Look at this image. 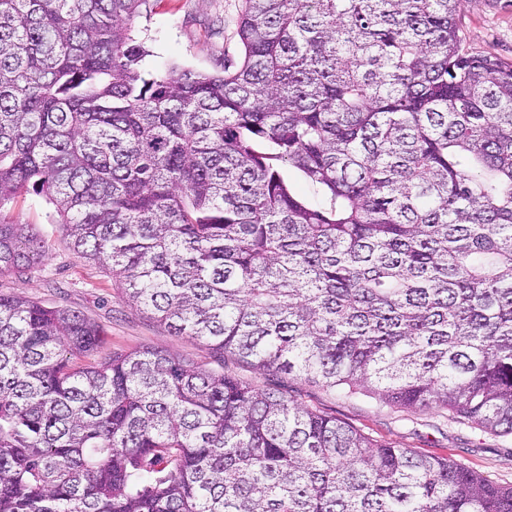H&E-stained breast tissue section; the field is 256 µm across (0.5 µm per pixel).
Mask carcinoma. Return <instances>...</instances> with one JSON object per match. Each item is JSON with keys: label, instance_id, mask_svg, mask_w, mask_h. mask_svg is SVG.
Returning a JSON list of instances; mask_svg holds the SVG:
<instances>
[{"label": "carcinoma", "instance_id": "1", "mask_svg": "<svg viewBox=\"0 0 512 512\" xmlns=\"http://www.w3.org/2000/svg\"><path fill=\"white\" fill-rule=\"evenodd\" d=\"M146 0H0V208L42 196L174 336L0 293V512H512L284 379L512 435V64L462 0H243L241 62L142 69ZM285 163L331 198L297 197ZM49 244L0 220V278Z\"/></svg>", "mask_w": 512, "mask_h": 512}]
</instances>
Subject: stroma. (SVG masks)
Instances as JSON below:
<instances>
[{"label":"stroma","mask_w":512,"mask_h":512,"mask_svg":"<svg viewBox=\"0 0 512 512\" xmlns=\"http://www.w3.org/2000/svg\"><path fill=\"white\" fill-rule=\"evenodd\" d=\"M242 0H147L133 26L141 31L148 55L145 66L156 72L173 66L200 72L219 71L224 60L241 52L236 19ZM462 46L512 64V0H463ZM11 223L29 224L48 241V258L32 273L0 279V292L66 306L99 322L103 349L126 352L149 346L264 385V375L228 357L217 362L209 345L170 335L156 321L131 307L107 267L79 258L56 222L53 205L27 195L5 207ZM288 390L299 403L350 423L371 438L418 453L454 459L502 486H512V437H501L471 424L451 420L440 408L406 412L362 394L292 379Z\"/></svg>","instance_id":"35a3bbf8"}]
</instances>
